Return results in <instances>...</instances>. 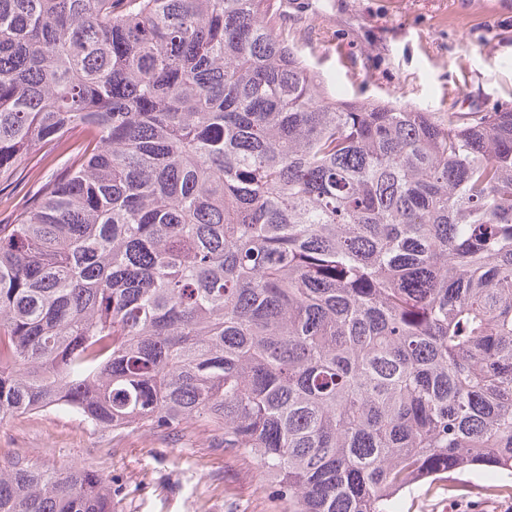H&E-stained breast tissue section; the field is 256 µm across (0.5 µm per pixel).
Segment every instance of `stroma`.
<instances>
[{"label":"stroma","instance_id":"35a3bbf8","mask_svg":"<svg viewBox=\"0 0 512 512\" xmlns=\"http://www.w3.org/2000/svg\"><path fill=\"white\" fill-rule=\"evenodd\" d=\"M284 40L346 99L389 102L441 115L512 108V0H279ZM68 151L49 147L0 191V224L52 179ZM89 467L110 476L118 512H274L254 462L212 439L92 427L64 411L0 419V463ZM399 512H512L476 472L406 494Z\"/></svg>","mask_w":512,"mask_h":512}]
</instances>
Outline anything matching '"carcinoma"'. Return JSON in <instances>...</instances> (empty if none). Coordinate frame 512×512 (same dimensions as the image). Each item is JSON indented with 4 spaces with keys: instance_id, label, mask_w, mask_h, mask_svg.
<instances>
[{
    "instance_id": "cac0c4a2",
    "label": "carcinoma",
    "mask_w": 512,
    "mask_h": 512,
    "mask_svg": "<svg viewBox=\"0 0 512 512\" xmlns=\"http://www.w3.org/2000/svg\"><path fill=\"white\" fill-rule=\"evenodd\" d=\"M274 0H0V418L201 422L279 512L512 494V110L329 95ZM0 512H117L0 467ZM47 157L37 165H28L18 170L15 181L1 192L0 224H12L15 217L29 203L32 192L41 184L54 177L57 165L65 156L66 145L49 146ZM486 479L471 472L435 481L426 496H401L399 512H512V496L491 495Z\"/></svg>"
}]
</instances>
